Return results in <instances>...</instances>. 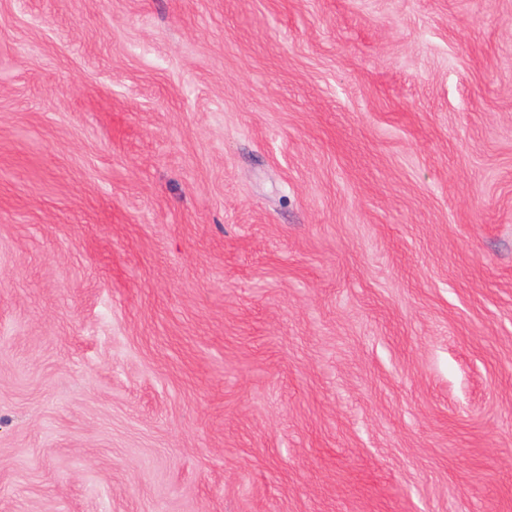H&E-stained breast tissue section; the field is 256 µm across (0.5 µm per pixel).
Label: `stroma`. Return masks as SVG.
Segmentation results:
<instances>
[{
    "mask_svg": "<svg viewBox=\"0 0 512 512\" xmlns=\"http://www.w3.org/2000/svg\"><path fill=\"white\" fill-rule=\"evenodd\" d=\"M0 512H512V0H0Z\"/></svg>",
    "mask_w": 512,
    "mask_h": 512,
    "instance_id": "stroma-1",
    "label": "stroma"
}]
</instances>
